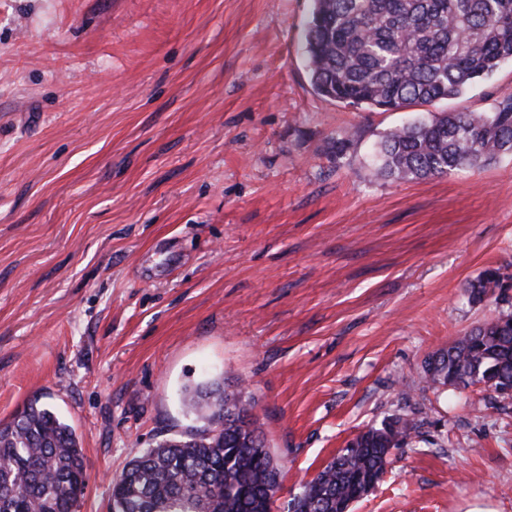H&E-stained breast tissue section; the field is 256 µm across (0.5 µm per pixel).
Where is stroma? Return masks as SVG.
Here are the masks:
<instances>
[{"label":"stroma","instance_id":"stroma-1","mask_svg":"<svg viewBox=\"0 0 512 512\" xmlns=\"http://www.w3.org/2000/svg\"><path fill=\"white\" fill-rule=\"evenodd\" d=\"M311 0H0V422L40 399L110 512L136 451L187 436L185 387L246 388L281 465L272 512L412 410L352 512H512V403L426 360L499 313L512 156L426 180L375 148L422 107L323 98ZM512 96V63L444 110ZM510 278V274L502 272L499 268L487 269L474 282L470 283V297L473 300L480 301L488 295H494L498 290L499 293L495 296V302L509 304L501 291L502 288H509L508 281Z\"/></svg>","mask_w":512,"mask_h":512}]
</instances>
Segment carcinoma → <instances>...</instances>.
I'll return each instance as SVG.
<instances>
[{
	"mask_svg": "<svg viewBox=\"0 0 512 512\" xmlns=\"http://www.w3.org/2000/svg\"><path fill=\"white\" fill-rule=\"evenodd\" d=\"M303 49L313 90L350 106L403 110L463 97L512 62V0H312ZM512 156V96L486 112H436L394 128L378 148L394 179L446 176ZM512 275L487 269L470 297L508 303ZM433 389L487 379L512 400V313L472 327L426 361ZM201 422L187 439L137 452L112 486L110 512H270L280 468L252 405L219 382L187 388ZM404 414L348 443L293 499V512H350L385 472L392 449L418 436ZM87 461L73 428L30 402L0 423V512H75Z\"/></svg>",
	"mask_w": 512,
	"mask_h": 512,
	"instance_id": "cac0c4a2",
	"label": "carcinoma"
}]
</instances>
